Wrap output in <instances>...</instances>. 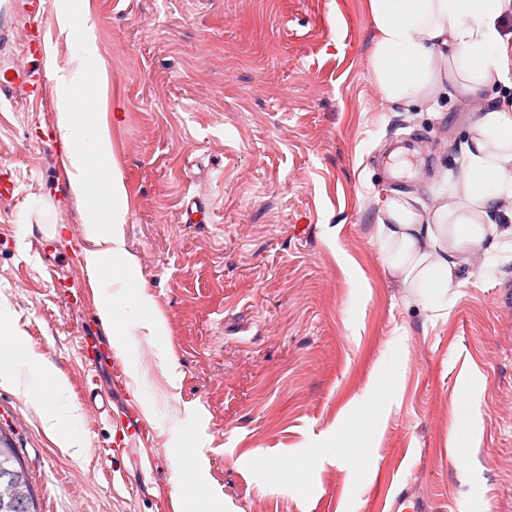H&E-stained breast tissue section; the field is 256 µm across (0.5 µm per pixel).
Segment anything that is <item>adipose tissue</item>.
<instances>
[{"instance_id":"1","label":"adipose tissue","mask_w":512,"mask_h":512,"mask_svg":"<svg viewBox=\"0 0 512 512\" xmlns=\"http://www.w3.org/2000/svg\"><path fill=\"white\" fill-rule=\"evenodd\" d=\"M373 40L372 77L383 100L401 107L436 103L452 93L468 103L495 86L512 85V34L500 21L512 0H369ZM58 128L74 198L87 209V269L98 281L126 282L130 267L113 269L123 250L125 189L106 155L107 131L96 127L98 161L88 170L81 129L89 113L79 111L83 86L70 81ZM464 168L432 204L391 191L377 218L383 261L403 287L440 308L450 288L461 285L469 258L492 238L512 248V96H494L473 109L462 146Z\"/></svg>"}]
</instances>
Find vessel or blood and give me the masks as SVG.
I'll use <instances>...</instances> for the list:
<instances>
[{"label":"vessel or blood","instance_id":"vessel-or-blood-1","mask_svg":"<svg viewBox=\"0 0 512 512\" xmlns=\"http://www.w3.org/2000/svg\"><path fill=\"white\" fill-rule=\"evenodd\" d=\"M23 9L29 19L26 29L28 52L36 59L35 65L24 63L10 67L0 66V91L15 90L26 97L41 98L47 85L44 60L46 46L56 28L47 0H25ZM15 174L8 166L0 167V206L12 203L19 195ZM152 433L140 422L135 411L114 421L111 452L140 459L148 450ZM376 512H427V505L410 485H403L391 495H381L375 501Z\"/></svg>","mask_w":512,"mask_h":512}]
</instances>
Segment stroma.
<instances>
[{
  "label": "stroma",
  "instance_id": "35a3bbf8",
  "mask_svg": "<svg viewBox=\"0 0 512 512\" xmlns=\"http://www.w3.org/2000/svg\"><path fill=\"white\" fill-rule=\"evenodd\" d=\"M24 0H0L11 32L0 62L26 59ZM90 40L57 32L60 72L85 53L106 65L103 111L126 190L125 246L148 309L123 306L129 351L112 348L104 292L85 264L48 263L29 227L85 228L58 132L62 88L40 102L0 95V165L19 198L0 206V336L68 386L61 407L83 440L58 448L30 396L0 387V432L27 470L40 512H185L178 450L195 444L199 512H374L373 496L411 483L428 512H512V260L484 247L467 282L432 311L383 268L374 236L390 190L431 203L456 175L470 112L392 111L369 67L367 0H70ZM212 221L190 224L191 198ZM158 319L159 335L136 321ZM478 378L461 376L467 362ZM123 367L135 391L113 388ZM178 378L169 382L168 365ZM110 411L83 401L88 372ZM388 405L364 409L378 385ZM468 398L482 422L456 419ZM137 403L150 463L109 457L113 417Z\"/></svg>",
  "mask_w": 512,
  "mask_h": 512
}]
</instances>
